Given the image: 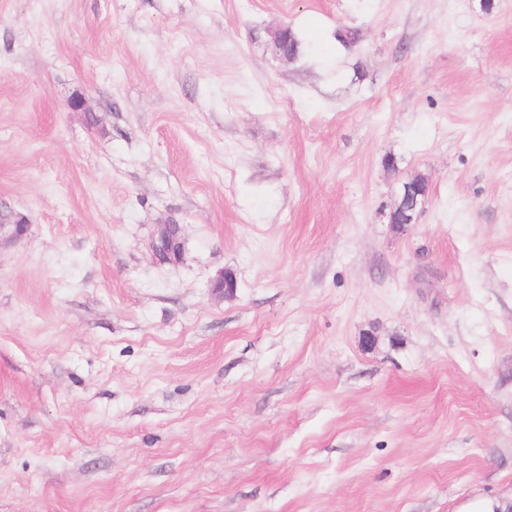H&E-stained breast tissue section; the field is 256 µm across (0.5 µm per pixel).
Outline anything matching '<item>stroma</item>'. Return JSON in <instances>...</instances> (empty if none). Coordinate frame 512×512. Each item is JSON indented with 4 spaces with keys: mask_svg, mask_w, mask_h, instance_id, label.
I'll list each match as a JSON object with an SVG mask.
<instances>
[{
    "mask_svg": "<svg viewBox=\"0 0 512 512\" xmlns=\"http://www.w3.org/2000/svg\"><path fill=\"white\" fill-rule=\"evenodd\" d=\"M284 26L326 56H279ZM19 216L0 512L512 493V0H0ZM427 193L428 186L423 179L416 178L408 182V186L404 189L402 199L397 205V210L408 216L402 224L415 223V216L417 212L423 207L427 199ZM155 255L161 261H175L182 249L180 227L177 224H163L152 243Z\"/></svg>",
    "mask_w": 512,
    "mask_h": 512,
    "instance_id": "stroma-1",
    "label": "stroma"
}]
</instances>
